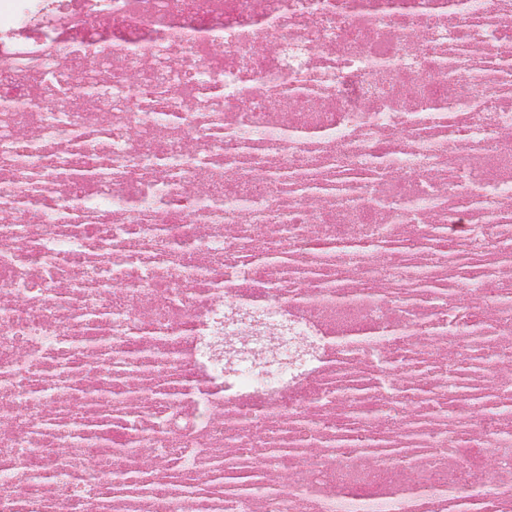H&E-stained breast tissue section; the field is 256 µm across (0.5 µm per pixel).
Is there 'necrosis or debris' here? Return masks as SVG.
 <instances>
[{"instance_id":"necrosis-or-debris-1","label":"necrosis or debris","mask_w":512,"mask_h":512,"mask_svg":"<svg viewBox=\"0 0 512 512\" xmlns=\"http://www.w3.org/2000/svg\"><path fill=\"white\" fill-rule=\"evenodd\" d=\"M511 363L512 0L0 37V512H512Z\"/></svg>"}]
</instances>
